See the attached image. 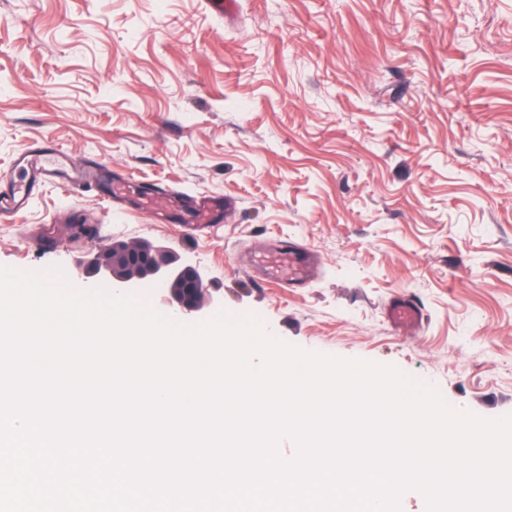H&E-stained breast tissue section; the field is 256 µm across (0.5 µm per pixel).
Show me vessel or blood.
I'll return each instance as SVG.
<instances>
[{
    "label": "vessel or blood",
    "mask_w": 512,
    "mask_h": 512,
    "mask_svg": "<svg viewBox=\"0 0 512 512\" xmlns=\"http://www.w3.org/2000/svg\"><path fill=\"white\" fill-rule=\"evenodd\" d=\"M17 165L24 175L10 181L4 194L0 195V219L23 211L41 184L62 180L74 186L101 177L97 168L80 167L71 154L49 143L23 150L17 157ZM222 207V201L217 199L199 201L194 212L197 230L210 228L215 214ZM250 265L260 283L302 288L317 273L319 262L310 249L283 241L254 251ZM386 313L390 323L398 330L418 326L424 319L422 305L412 295L393 298Z\"/></svg>",
    "instance_id": "obj_1"
}]
</instances>
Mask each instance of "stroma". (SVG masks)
<instances>
[{
	"mask_svg": "<svg viewBox=\"0 0 512 512\" xmlns=\"http://www.w3.org/2000/svg\"><path fill=\"white\" fill-rule=\"evenodd\" d=\"M42 140L127 193L44 186L0 221V265L70 274L146 239L285 343L512 415V0H0V172ZM204 195L232 209L196 232ZM280 239L318 254L308 287L252 281ZM405 294L425 318L403 333ZM387 317L397 330L410 329L418 326L424 320L420 301L412 295L393 298L387 305Z\"/></svg>",
	"mask_w": 512,
	"mask_h": 512,
	"instance_id": "1",
	"label": "stroma"
}]
</instances>
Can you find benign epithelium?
<instances>
[{"mask_svg": "<svg viewBox=\"0 0 512 512\" xmlns=\"http://www.w3.org/2000/svg\"><path fill=\"white\" fill-rule=\"evenodd\" d=\"M74 279L89 288L108 286L114 293L139 292L146 284L155 285L157 308L185 318L202 319L216 309L199 270L148 240L112 243L77 265Z\"/></svg>", "mask_w": 512, "mask_h": 512, "instance_id": "obj_1", "label": "benign epithelium"}]
</instances>
